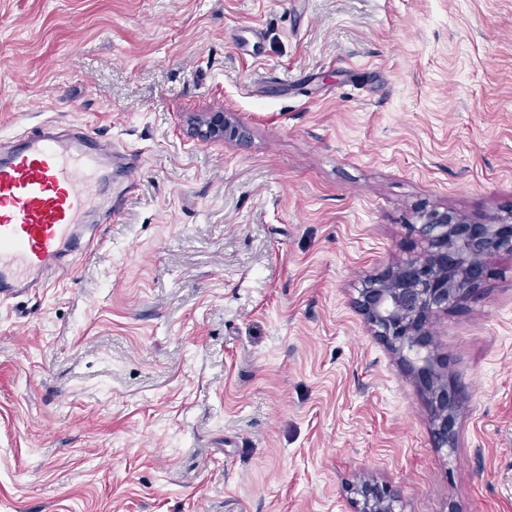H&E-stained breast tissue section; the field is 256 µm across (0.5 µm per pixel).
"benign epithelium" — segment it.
<instances>
[{"mask_svg": "<svg viewBox=\"0 0 512 512\" xmlns=\"http://www.w3.org/2000/svg\"><path fill=\"white\" fill-rule=\"evenodd\" d=\"M193 136L202 142L222 141L241 136V131L224 113L206 112L197 119ZM511 221L512 211L488 224H470L446 208L418 212L413 229L420 252L358 290L356 305L371 331L401 356L410 347L426 346L429 319L475 291L485 259L512 256V234L498 228V223ZM414 371L430 410L435 446H453L457 396L430 361ZM359 495L357 512H396L397 496L387 488L365 484Z\"/></svg>", "mask_w": 512, "mask_h": 512, "instance_id": "obj_1", "label": "benign epithelium"}]
</instances>
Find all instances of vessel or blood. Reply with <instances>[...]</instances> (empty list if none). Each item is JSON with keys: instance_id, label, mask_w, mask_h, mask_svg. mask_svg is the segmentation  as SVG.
Returning a JSON list of instances; mask_svg holds the SVG:
<instances>
[{"instance_id": "b4317fda", "label": "vessel or blood", "mask_w": 512, "mask_h": 512, "mask_svg": "<svg viewBox=\"0 0 512 512\" xmlns=\"http://www.w3.org/2000/svg\"><path fill=\"white\" fill-rule=\"evenodd\" d=\"M110 177L97 142L81 133H29L0 155L1 300L74 276L67 258Z\"/></svg>"}]
</instances>
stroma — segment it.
I'll list each match as a JSON object with an SVG mask.
<instances>
[{
	"mask_svg": "<svg viewBox=\"0 0 512 512\" xmlns=\"http://www.w3.org/2000/svg\"><path fill=\"white\" fill-rule=\"evenodd\" d=\"M45 125L137 186L0 302V512H512V257L419 351L450 448L353 305L421 209L512 211V0H0V153ZM193 136L202 142L223 141L228 138L240 137L242 132L238 126L231 125L221 112H205L193 127ZM411 368L416 372L420 387L426 397L432 419L435 446L438 448L452 447L454 442L452 424L457 411V396L448 390L442 375L435 370L429 360L426 359L425 364L420 367L411 365ZM357 512H396L398 497L391 490L377 485L365 484L359 491Z\"/></svg>",
	"mask_w": 512,
	"mask_h": 512,
	"instance_id": "obj_1",
	"label": "stroma"
}]
</instances>
